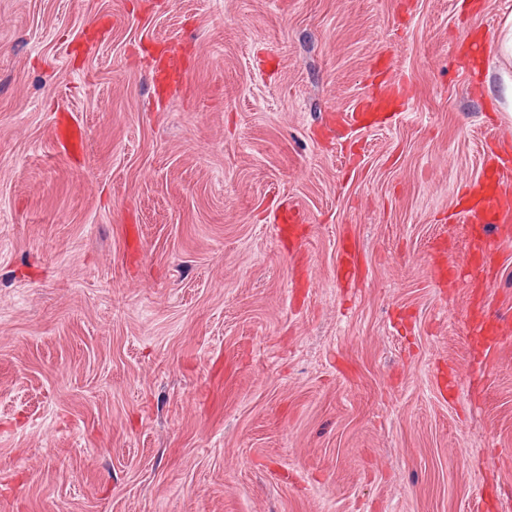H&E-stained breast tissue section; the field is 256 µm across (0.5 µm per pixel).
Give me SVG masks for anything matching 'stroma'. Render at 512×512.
<instances>
[{
	"label": "stroma",
	"mask_w": 512,
	"mask_h": 512,
	"mask_svg": "<svg viewBox=\"0 0 512 512\" xmlns=\"http://www.w3.org/2000/svg\"><path fill=\"white\" fill-rule=\"evenodd\" d=\"M512 0H0V512H512L455 192L512 141ZM489 64L459 66L467 34ZM178 42L187 69L157 94ZM412 86L333 125L373 58ZM67 113L83 156L53 142ZM306 216L302 248L274 215ZM352 240L358 279L337 284ZM483 295L512 316V237ZM453 373L454 394L437 379Z\"/></svg>",
	"instance_id": "stroma-1"
}]
</instances>
